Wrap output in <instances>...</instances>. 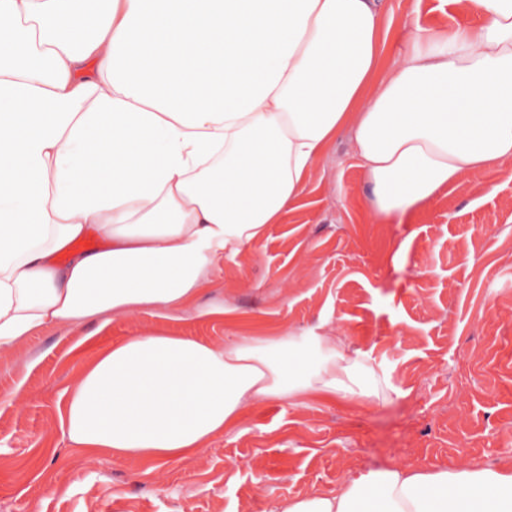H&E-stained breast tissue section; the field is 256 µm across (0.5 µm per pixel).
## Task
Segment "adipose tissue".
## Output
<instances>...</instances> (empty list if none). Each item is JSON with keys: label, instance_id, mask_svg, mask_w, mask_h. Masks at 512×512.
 <instances>
[{"label": "adipose tissue", "instance_id": "1", "mask_svg": "<svg viewBox=\"0 0 512 512\" xmlns=\"http://www.w3.org/2000/svg\"><path fill=\"white\" fill-rule=\"evenodd\" d=\"M441 2L462 23L429 25L412 0L385 73L384 0H0V351L32 364L36 331L136 309L223 315L203 286L281 222L339 129L380 214L512 161V0ZM396 393L320 326L300 342L155 329L87 359L57 424L74 447L163 464L240 436L259 403ZM272 512H512V454L371 471Z\"/></svg>", "mask_w": 512, "mask_h": 512}]
</instances>
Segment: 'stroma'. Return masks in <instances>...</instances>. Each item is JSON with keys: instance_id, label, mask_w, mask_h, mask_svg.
I'll return each mask as SVG.
<instances>
[{"instance_id": "stroma-1", "label": "stroma", "mask_w": 512, "mask_h": 512, "mask_svg": "<svg viewBox=\"0 0 512 512\" xmlns=\"http://www.w3.org/2000/svg\"><path fill=\"white\" fill-rule=\"evenodd\" d=\"M349 130L315 165L281 223L224 260L201 299L224 318L163 322L145 311L87 342L61 327L31 339V368L0 361V512H271L275 500L328 491L385 467L491 466L512 450V164L381 220ZM220 341L304 336L319 324L388 370L386 404L263 403L246 435L149 468L63 440L54 415L83 361L112 339L162 324Z\"/></svg>"}]
</instances>
